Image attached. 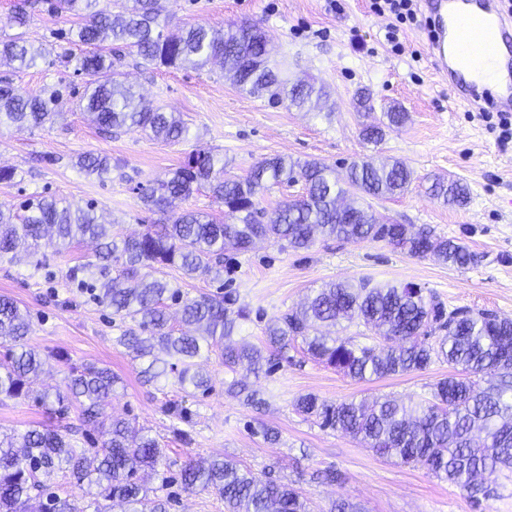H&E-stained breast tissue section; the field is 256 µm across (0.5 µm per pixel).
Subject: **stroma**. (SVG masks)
<instances>
[{
  "instance_id": "obj_1",
  "label": "stroma",
  "mask_w": 512,
  "mask_h": 512,
  "mask_svg": "<svg viewBox=\"0 0 512 512\" xmlns=\"http://www.w3.org/2000/svg\"><path fill=\"white\" fill-rule=\"evenodd\" d=\"M16 0H0V38L23 34L50 53L80 55L79 45L62 39L66 19L35 13L28 26L13 23ZM167 29L202 24L221 29L245 21L259 22L272 47V60L290 77L312 80L328 91L314 108L273 105L240 93L220 65L193 69H145L127 60L123 71L146 104L181 115L190 129L188 141L171 145L136 130L100 132L78 106L87 78L73 68L38 60L21 72L0 66V80L34 95L47 86L63 90L52 124L27 130L0 127V166L15 178L0 183V204L20 205L30 196L55 197L74 205L94 201L97 211L120 236L134 235L157 216L138 198L137 185L165 179L199 146L229 160L242 175L264 158L284 155L316 160L344 181L351 162L365 158L399 160L412 171L409 189L392 200H371L377 221L411 224L465 243L477 260L464 268L409 255L384 242L317 238L306 250L283 244L257 243L241 253L226 249L223 281L185 277L164 268L160 277L178 283L185 295L231 293L250 311L234 333L237 341L262 346L269 320L303 304L324 283L418 284L436 294L448 308L490 310L512 319V139L499 140L476 109L451 103L448 87L436 76L425 53L428 32L408 30L402 51L385 40L387 18L374 15L368 0H163ZM408 113L407 123L385 129L380 142L360 135L363 125L382 121L390 106ZM92 152L110 158L112 172L97 178L81 172L79 155ZM466 184L470 195L460 206L444 204L431 193L434 178ZM95 245L75 243L59 257L50 240L37 252L19 249L0 259V296L14 299L27 312L28 343L44 358L36 389L63 385L68 365L94 364L112 370L121 382L105 407L106 414L148 431L165 450L168 463L228 458L294 484L309 498L313 512H329L347 500L362 512H512V472L487 475L493 497L472 502L455 486L434 478L419 463L402 465L365 447L349 434L322 428L298 412L299 397L314 394L341 402L390 396L410 403L428 397L432 386L448 376L447 363L426 370L380 379L355 380L311 359L302 342L291 344L287 361L259 378L225 368L219 351L198 360L209 377L206 394L189 396L175 376L144 382L141 365L116 338L124 327L111 308L90 292L69 283L66 272L84 265V280H98L88 267ZM67 362H59L57 353ZM248 379L261 405L228 394L230 382ZM179 403L190 413L191 444L176 440L166 407ZM33 400L0 404V433L20 435L54 423ZM277 429L271 446L257 427ZM333 469L339 478L321 479Z\"/></svg>"
}]
</instances>
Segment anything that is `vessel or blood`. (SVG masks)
Wrapping results in <instances>:
<instances>
[{
  "label": "vessel or blood",
  "mask_w": 512,
  "mask_h": 512,
  "mask_svg": "<svg viewBox=\"0 0 512 512\" xmlns=\"http://www.w3.org/2000/svg\"><path fill=\"white\" fill-rule=\"evenodd\" d=\"M432 22L427 56L436 74L455 78L463 67L494 64L493 84L471 79L458 102L512 112V13L501 0H423Z\"/></svg>",
  "instance_id": "vessel-or-blood-1"
}]
</instances>
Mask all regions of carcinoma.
I'll return each instance as SVG.
<instances>
[{
	"instance_id": "carcinoma-1",
	"label": "carcinoma",
	"mask_w": 512,
	"mask_h": 512,
	"mask_svg": "<svg viewBox=\"0 0 512 512\" xmlns=\"http://www.w3.org/2000/svg\"><path fill=\"white\" fill-rule=\"evenodd\" d=\"M47 13L76 18L69 41L86 47L78 57L58 56L62 64L76 61L75 70L88 76L80 107L99 130L139 129L169 143L188 138L189 129L173 112L149 108L142 95L123 79L119 62L123 51L136 54L141 64L203 70L220 62L225 74L241 92L266 98L273 104L301 108L320 99L323 88L290 82L271 65L264 32L257 22L224 29L194 25L179 34L165 33L162 0H42ZM43 56L39 47L18 35L0 39V64L22 71ZM62 91L49 87L39 95H26L9 83L0 84V126L40 128L52 122ZM77 166L99 178L110 171L109 158L87 153ZM224 159L204 147L190 152L170 179L141 192L143 206L159 213L158 223L139 234L120 239L88 202L72 207L55 198L30 197L24 214L0 206V259L46 232L65 249L75 240L99 242L95 260L70 268V277L100 263L104 280L92 287L101 304L121 318H132L117 338L135 360L142 377L157 382L177 375L180 385L206 392L210 379L195 369V359L217 346L224 366L244 368L255 375L264 363L282 359L288 346L300 339L314 360L358 380L383 378L448 363L453 373L436 382L430 397L409 405L386 398L368 403L328 402L313 394L301 396L297 410L316 418L320 426L345 431L375 452L403 464L422 463L439 480L465 491L471 499L490 496L484 474L512 468V319L491 311L448 309L433 293L412 290V285H373L331 282L299 309L272 319L264 336L269 358L258 348L233 341L235 330L249 318L244 307L233 308L226 295L201 293L183 298L179 288L154 277L162 267H175L188 277L224 276V248L246 252L255 240L285 241L294 250L314 244L315 232L339 240L386 242L413 257L433 256L464 268L476 254L455 239L439 237L426 228L376 221L369 209L339 200L351 193L357 198L390 199L405 192L412 172L400 161L377 164L371 158L347 167V188L338 186L332 170L318 161H301L281 155L254 165L246 175H230ZM304 182V193L281 201L272 211L259 207V197L273 186ZM205 189L224 206V219L198 211L176 212L172 204ZM434 196L448 205L463 204L468 187L459 180L433 182ZM115 268L116 275L108 276ZM180 305L181 321L196 334L177 332L171 325L166 300ZM340 319L357 320L377 329L382 347L360 346L322 327ZM29 319L11 298L0 296V343L7 345L0 358V402L32 398L59 419L70 410L84 425L99 429L100 439L89 448L72 442L73 427L43 425L14 437L0 436V512H27L31 500L38 512H108L105 502L119 500L129 512H167L169 481L149 488L139 471L153 470L163 460L156 439L133 435L129 423L106 420L104 402L112 396L117 376L108 368L69 365L65 385L54 395L33 389L42 366L40 354L27 344ZM438 336L435 344L428 342ZM494 375L496 382L482 387L479 379ZM227 392L245 396L258 405L256 391L242 381ZM55 470L68 474L81 495L62 498L40 479ZM186 491L211 490L224 500L225 512H311L308 499L294 485L261 478L228 459L186 462L178 473Z\"/></svg>"
}]
</instances>
